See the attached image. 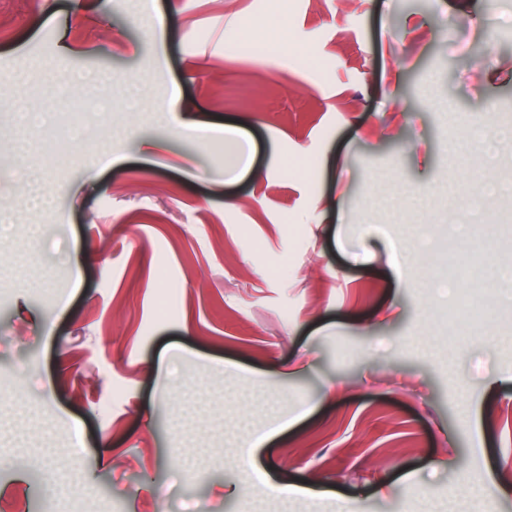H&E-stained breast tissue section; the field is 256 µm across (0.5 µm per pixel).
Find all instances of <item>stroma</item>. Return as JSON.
<instances>
[{
  "label": "stroma",
  "mask_w": 512,
  "mask_h": 512,
  "mask_svg": "<svg viewBox=\"0 0 512 512\" xmlns=\"http://www.w3.org/2000/svg\"><path fill=\"white\" fill-rule=\"evenodd\" d=\"M241 27L302 42L256 58ZM1 58L0 502L449 512L512 484V380L484 386L512 303L452 342L440 296L512 264V142L469 134L512 124V0H0ZM68 126L77 163L43 167ZM277 418L258 466L318 500L225 468Z\"/></svg>",
  "instance_id": "1"
}]
</instances>
